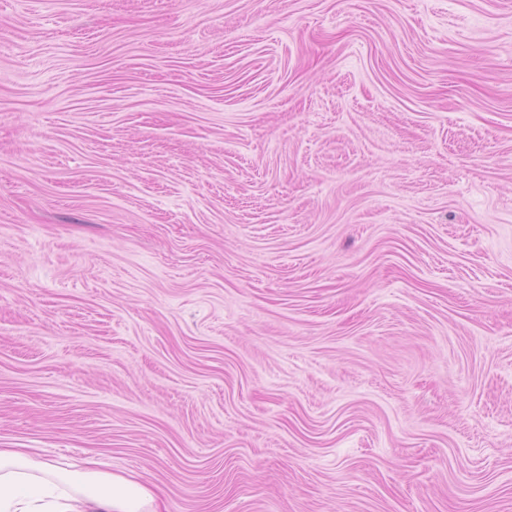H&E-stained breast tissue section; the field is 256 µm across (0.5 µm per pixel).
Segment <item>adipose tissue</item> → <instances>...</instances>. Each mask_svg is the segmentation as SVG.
I'll use <instances>...</instances> for the list:
<instances>
[{
    "label": "adipose tissue",
    "mask_w": 512,
    "mask_h": 512,
    "mask_svg": "<svg viewBox=\"0 0 512 512\" xmlns=\"http://www.w3.org/2000/svg\"><path fill=\"white\" fill-rule=\"evenodd\" d=\"M0 512H164L155 487L121 472L0 448Z\"/></svg>",
    "instance_id": "obj_1"
}]
</instances>
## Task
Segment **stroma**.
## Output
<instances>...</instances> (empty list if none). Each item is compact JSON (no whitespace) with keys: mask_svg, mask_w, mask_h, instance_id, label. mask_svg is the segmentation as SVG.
<instances>
[{"mask_svg":"<svg viewBox=\"0 0 512 512\" xmlns=\"http://www.w3.org/2000/svg\"><path fill=\"white\" fill-rule=\"evenodd\" d=\"M0 447L512 512V0H0Z\"/></svg>","mask_w":512,"mask_h":512,"instance_id":"1","label":"stroma"}]
</instances>
